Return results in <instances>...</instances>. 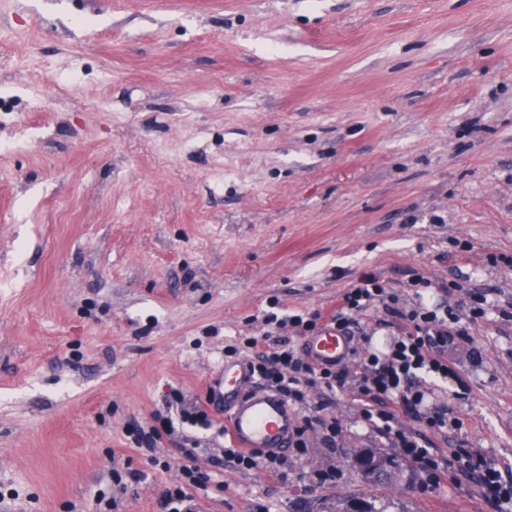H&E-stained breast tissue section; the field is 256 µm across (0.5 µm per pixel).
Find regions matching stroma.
Wrapping results in <instances>:
<instances>
[{"label": "stroma", "instance_id": "35a3bbf8", "mask_svg": "<svg viewBox=\"0 0 512 512\" xmlns=\"http://www.w3.org/2000/svg\"><path fill=\"white\" fill-rule=\"evenodd\" d=\"M512 0H0V512H156L178 467L125 436L172 389L207 405L224 348L269 333L271 300L330 318L373 272L494 305L450 353L443 400L512 478ZM336 448L288 449L287 479L187 429L223 489L202 512H496L330 409ZM397 458L367 485L354 451ZM137 469L119 490L113 471ZM335 471L336 479L319 476Z\"/></svg>", "mask_w": 512, "mask_h": 512}]
</instances>
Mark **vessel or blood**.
<instances>
[{
	"label": "vessel or blood",
	"instance_id": "obj_1",
	"mask_svg": "<svg viewBox=\"0 0 512 512\" xmlns=\"http://www.w3.org/2000/svg\"><path fill=\"white\" fill-rule=\"evenodd\" d=\"M349 348L348 337L330 328L308 337L305 343L307 355L319 364L346 357ZM245 381L243 362L234 361L224 365L220 384L228 432L243 449L284 452L296 423L294 412L279 394L244 393Z\"/></svg>",
	"mask_w": 512,
	"mask_h": 512
}]
</instances>
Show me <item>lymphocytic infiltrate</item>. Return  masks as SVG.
I'll return each instance as SVG.
<instances>
[{"label":"lymphocytic infiltrate","mask_w":512,"mask_h":512,"mask_svg":"<svg viewBox=\"0 0 512 512\" xmlns=\"http://www.w3.org/2000/svg\"><path fill=\"white\" fill-rule=\"evenodd\" d=\"M410 284L416 299L399 304L380 278L364 274L342 298V304L330 325L342 335H351L354 314L383 307L398 318L397 331L387 351L366 349L357 371L344 364L321 366L298 356L293 347L278 346L259 350V338L247 337L241 345L228 347L226 356L247 354L250 379L264 390L282 395L289 404L301 407L289 445L306 448L310 434L321 436L323 447H335L343 435L336 419L326 417L325 397L342 393L352 395L361 405L360 420L384 438L389 447L418 467L426 485L436 487L457 475L472 476L483 500L497 512H512V480L503 476L494 459L470 448H452L448 452L423 445L419 430L444 434L460 429L459 419L449 418L445 405L434 400L435 383L459 382L456 369L448 360V351L465 341L468 334L460 315L448 302L431 300L432 284L419 272H412ZM168 413L160 426L130 425L127 436L136 448L155 453L163 438L173 437L177 423L209 428L213 421L201 406L186 403L180 391H172ZM415 430H408L406 421ZM180 470L185 484L165 490L157 505L159 512H200L199 492L207 491L212 478L200 471L192 455H185Z\"/></svg>","instance_id":"1"}]
</instances>
